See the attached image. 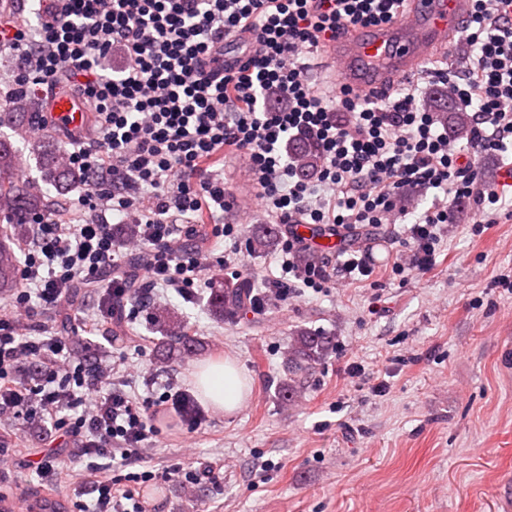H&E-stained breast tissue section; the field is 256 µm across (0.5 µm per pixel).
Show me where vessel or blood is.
Here are the masks:
<instances>
[{"label": "vessel or blood", "mask_w": 512, "mask_h": 512, "mask_svg": "<svg viewBox=\"0 0 512 512\" xmlns=\"http://www.w3.org/2000/svg\"><path fill=\"white\" fill-rule=\"evenodd\" d=\"M472 0H414L410 10L393 22L352 30L327 44L341 86L383 92L414 73L420 63L453 47L471 14ZM55 123L79 131L86 110L67 94L51 103Z\"/></svg>", "instance_id": "1"}]
</instances>
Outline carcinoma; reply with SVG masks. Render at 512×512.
Instances as JSON below:
<instances>
[{
	"mask_svg": "<svg viewBox=\"0 0 512 512\" xmlns=\"http://www.w3.org/2000/svg\"><path fill=\"white\" fill-rule=\"evenodd\" d=\"M435 106L439 113V120L447 125L452 136L470 135L471 119L466 112L453 108L446 99L436 101ZM32 111V94L20 92L15 95L11 103V111L0 114V126L8 125L14 129V132L22 134L26 131L29 114ZM289 151L300 160L303 169L309 173L319 164L317 146L310 139L293 140L289 144ZM30 154L39 162L42 180L52 185L57 191L63 193L69 187L82 183L80 175L65 167L60 150L50 137L42 135L30 141ZM21 161L22 154L9 138L1 134L0 215H7L9 224L0 226V296L8 295L18 286L16 251L12 246L14 228L27 224L31 211L42 204L41 198L17 176ZM275 243V230L266 224L251 232L249 249L255 253H263L272 249ZM251 296L252 287L249 284H242L236 288L223 285L211 289L206 305L214 318L224 319L234 311L250 306ZM162 340L161 352L165 355H176L181 358H190L195 355L196 345L186 334L164 336ZM330 344L329 336L306 329L295 332L283 354L286 379L280 386L279 395L284 405H294L301 385Z\"/></svg>",
	"mask_w": 512,
	"mask_h": 512,
	"instance_id": "obj_1",
	"label": "carcinoma"
}]
</instances>
